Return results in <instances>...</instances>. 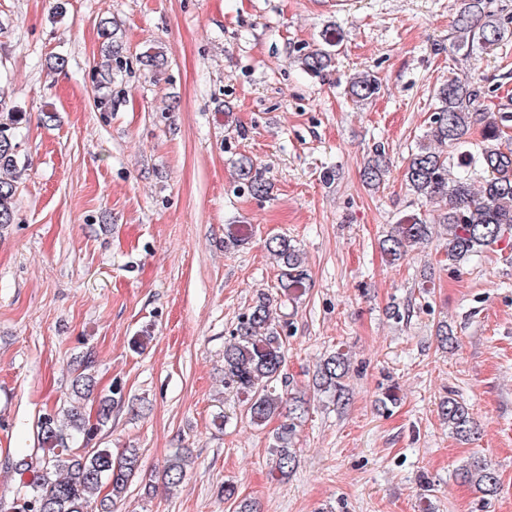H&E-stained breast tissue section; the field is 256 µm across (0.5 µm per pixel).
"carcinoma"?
<instances>
[{"label": "carcinoma", "mask_w": 512, "mask_h": 512, "mask_svg": "<svg viewBox=\"0 0 512 512\" xmlns=\"http://www.w3.org/2000/svg\"><path fill=\"white\" fill-rule=\"evenodd\" d=\"M456 49L466 54L475 48L498 45L506 34L499 17L485 10V0H463V7L454 22ZM105 48L94 62L92 79L97 88L96 106L102 112L112 111V71L121 68V50L114 33L101 28ZM335 32L324 35V46L302 55L301 65L311 75L322 74L331 66L333 48L338 46ZM380 85L376 77L364 75L352 78L350 95L366 101L374 97ZM479 94L467 79L452 78L436 92L437 107L425 135V142L411 154L404 169L405 186L415 196L432 202L448 201V209L439 214L438 224L413 214L391 227L380 241L381 252L391 261L407 256L409 248L430 240L435 228L444 229L445 254L458 263L482 252L512 233V149L499 145L503 127L512 121L511 112L491 118L484 127L482 140L469 146L468 134L473 115L479 111ZM18 112L0 111V224H10L14 217V202L18 191L19 171L15 144V128L20 121ZM443 146L458 150L456 170L448 168V156ZM479 167L484 179L476 185L468 172ZM238 178L255 196L268 193L270 183L258 172L251 159L243 156L237 162ZM386 173L383 151H375L365 165L362 178L369 187H377ZM268 250L280 267V288L285 292L301 293L307 287L309 275L298 251L285 237L273 238ZM280 321L273 316L270 299L260 294L255 305L238 323L237 336L224 346V378L235 388L238 406L255 425H263L274 417H283L274 435L271 474L288 477L298 464L293 448L297 427L307 412L305 397L278 391L286 382L283 367L286 348L279 331ZM86 360L72 380L75 399L63 408L62 415L48 414L39 424L42 456L36 461L20 460L19 470L32 473L28 482L30 494L0 512H93L94 497L103 486L118 496L140 468L137 449L131 448L119 461H114L107 448H91L82 454L71 451L69 442L82 438L87 443L98 428L112 418L114 394L101 397L96 410L97 424L90 425L81 400L91 395L94 377ZM350 355L339 350L327 357L317 371L314 388L340 403L344 400V378L349 371ZM439 414L448 422L451 434L469 440L477 435L478 427L469 408L455 398L440 403ZM187 457L175 452L167 461L168 483L177 486L186 476ZM458 476L486 496L494 495L499 486L495 469L483 458L474 456L459 468ZM224 498L236 503L237 512H254L252 505L238 499L237 487L224 485ZM100 512H109L106 500L98 501Z\"/></svg>", "instance_id": "obj_1"}]
</instances>
